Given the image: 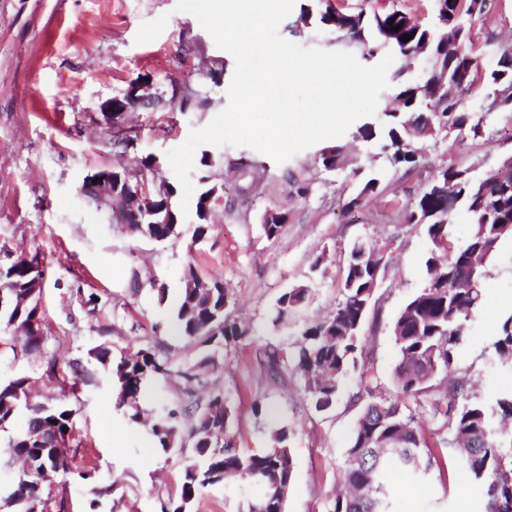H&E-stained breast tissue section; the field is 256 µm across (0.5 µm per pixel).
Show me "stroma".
I'll return each instance as SVG.
<instances>
[{
    "label": "stroma",
    "instance_id": "stroma-1",
    "mask_svg": "<svg viewBox=\"0 0 512 512\" xmlns=\"http://www.w3.org/2000/svg\"><path fill=\"white\" fill-rule=\"evenodd\" d=\"M282 37L305 48L337 51L336 31L310 23L297 28L296 0ZM491 16L473 25L480 71L496 69L512 52V0H490ZM233 57L219 49L192 15L177 11L176 0H0V247L12 255L40 253L46 280L40 313L47 343L43 353H14L13 331L0 329V382L25 375L40 396L60 397L72 381V363L85 377L70 402L77 407L76 438L82 448L65 478L64 503L51 512H161L180 495L181 474L192 453L159 454L145 426L127 421L113 408L110 377L88 356L104 343L113 357L161 342L173 361L194 363L208 349L174 333V305L183 271L194 266L207 280L223 282L229 312L250 328V337L225 345L216 367L194 395L180 379H156L140 397L144 414L180 404L185 422L195 419L206 391H223L231 408L229 434L235 448L255 454L269 448L273 425L291 430L294 479L285 512H326L340 479L356 412L348 404L355 384L347 377L334 408L312 407L293 369L271 371L259 352L269 344H292L303 329L325 318L341 298L339 285L350 243L362 238L393 242V261L377 290V302L363 328V359L373 366L378 391H393L396 348L392 325L405 303L425 284L431 242L421 224L403 223L400 204L415 198L430 173L442 166L466 169L474 177L493 173L512 155V112L489 110L485 90L467 97L470 112H488L480 137L436 138L426 142V161L410 178L392 171L376 141L347 131V146L363 169L386 174L381 194L366 199L353 214L342 212L356 181L348 170L325 171L319 148L311 146L283 163L248 147L204 145L195 153L191 178L196 190L223 187L224 201L213 208L203 239L193 232L196 211L179 216L180 233L165 242L132 236L102 211L86 203L85 178L103 169L139 168L158 158L153 187L176 184L166 154L182 145L191 129L205 126L228 102ZM148 81L159 99L150 109H132L117 122L102 105L133 82ZM188 108H180L182 98ZM129 130L132 148L112 147L114 127ZM310 192L298 193L300 184ZM285 214L279 236L267 238V211ZM298 284L308 285L303 307L279 324L271 317L277 299ZM484 302L460 348V365L472 373L476 393L489 397L512 385V372L496 367L494 336L512 315V242L502 244L482 281ZM166 301H159V292ZM100 298L88 314L82 299ZM56 356L58 373H43L45 357ZM274 406L271 421L255 416L253 405ZM98 466L95 485L79 479L87 461ZM400 487L394 512H485V499L472 482L448 469L415 481L396 476ZM263 490L255 484L226 482L204 489L193 512H248Z\"/></svg>",
    "mask_w": 512,
    "mask_h": 512
}]
</instances>
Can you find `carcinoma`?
I'll return each mask as SVG.
<instances>
[{
  "mask_svg": "<svg viewBox=\"0 0 512 512\" xmlns=\"http://www.w3.org/2000/svg\"><path fill=\"white\" fill-rule=\"evenodd\" d=\"M474 0H434L433 26L420 24L400 10L375 13L345 12L326 4L316 14L324 27L336 30L342 45L359 50L367 59L386 50L409 60L426 56L431 70L421 79L400 85L393 96L395 108L382 112L379 126L366 122L357 136L380 139L382 153L394 169L410 174L424 162V143L448 128L464 137L484 133L483 118L465 111L466 98L477 88H487L494 98L490 109L512 110V103L495 98L497 91L512 84V53L504 54L498 68L480 72L473 53L472 23L487 20V3ZM402 25L399 31L393 27ZM412 39L404 42L402 38ZM339 145L321 150L322 166L334 171L342 161ZM154 161L144 159L135 172H119L120 189H135L149 183ZM359 185L345 202L352 211L364 199L380 192L381 175L352 171ZM168 186L152 194L155 213L141 224H126L130 233L158 242L177 235L174 198ZM464 208L472 219V231L463 241L454 238L455 207ZM404 223L426 225L433 245L426 260V283L401 309L392 334L398 353L393 371L395 394L376 395L377 379L359 371L350 403L359 408L342 465L343 490L329 501L327 512H390L389 476L399 471L407 477L427 476L453 460L458 473L474 481L483 492L486 512H512V388L489 399L474 395L468 373L448 380L458 360L468 323L482 302L481 283L487 264L500 243L512 239V171L474 180L469 172L448 166L414 198L402 206ZM381 265L375 270L369 260L375 249L361 239L349 247L341 300L333 314L301 333L295 348L274 346L265 350L268 365L292 364L300 375L304 392L318 412L336 404L345 378L357 368L364 354L361 332L370 310L375 274L390 263L386 243L378 245ZM184 288L173 321L175 331L190 340L214 347L195 364H174L156 345L112 358L109 347L100 345L91 355L107 368L115 384L114 405L129 421L138 423L139 396L145 385L158 377L175 376L188 384L202 381L201 370L215 364V352L229 343L249 338L248 328L232 319L230 297L220 281L200 278L193 266L183 272ZM44 287V268L39 254L0 261V325L23 334L21 351L36 353L47 340L39 315ZM307 287L288 289L278 300L273 324L296 312L305 302ZM497 362L512 368V316L497 331L494 342ZM20 414L26 426L8 438L0 451V466L21 464L12 492L0 500L17 512H45V492L52 477L71 470L78 452L73 445L77 410L64 402L41 400L32 392L31 379L23 376L0 384V429ZM230 407L224 393L210 394L196 415L189 432L181 425L176 408L164 410L150 423L155 448L164 455L181 453L189 446L193 462L181 475V495L163 512H191L201 490L224 482L258 484L263 497L249 512H284V491L294 476V457L288 446L291 431L277 426L270 432L271 445L259 454H243L226 439ZM435 426L437 442L426 443L421 419Z\"/></svg>",
  "mask_w": 512,
  "mask_h": 512,
  "instance_id": "1",
  "label": "carcinoma"
}]
</instances>
